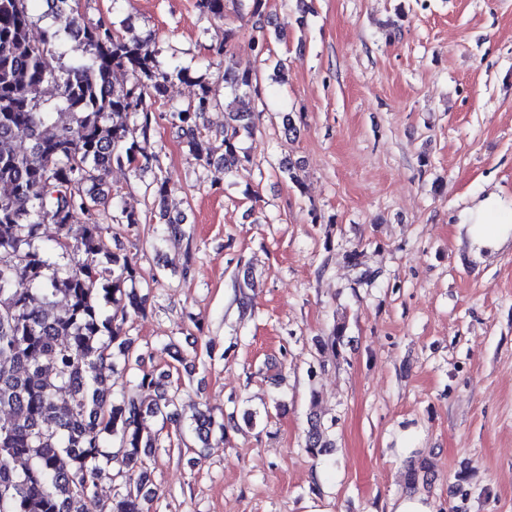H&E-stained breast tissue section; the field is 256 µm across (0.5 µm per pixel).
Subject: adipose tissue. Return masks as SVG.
Returning a JSON list of instances; mask_svg holds the SVG:
<instances>
[{
  "mask_svg": "<svg viewBox=\"0 0 512 512\" xmlns=\"http://www.w3.org/2000/svg\"><path fill=\"white\" fill-rule=\"evenodd\" d=\"M458 224L475 255L495 253L512 243V201H504L497 192H486L461 212Z\"/></svg>",
  "mask_w": 512,
  "mask_h": 512,
  "instance_id": "ef3b65f1",
  "label": "adipose tissue"
}]
</instances>
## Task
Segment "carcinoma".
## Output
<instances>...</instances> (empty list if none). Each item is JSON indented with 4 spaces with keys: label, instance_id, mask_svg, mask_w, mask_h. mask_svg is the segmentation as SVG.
Here are the masks:
<instances>
[{
    "label": "carcinoma",
    "instance_id": "1",
    "mask_svg": "<svg viewBox=\"0 0 512 512\" xmlns=\"http://www.w3.org/2000/svg\"><path fill=\"white\" fill-rule=\"evenodd\" d=\"M41 1L50 22L35 36ZM73 5L0 0V512H149L147 460L159 443L143 420L180 423L177 397L144 368L124 331L150 292L138 291L136 261L108 247L104 225L140 219L121 206L102 209L103 186L115 166L136 171L157 160L155 105L176 80L199 91L166 117L204 167L218 153L226 173L251 162L239 142L254 134V115L230 111L224 131H204L203 115L219 106L204 78L162 65L149 41L89 24ZM235 35L224 30V88L237 99L259 90L233 63ZM146 192L165 217L167 178ZM48 225L56 236L40 246ZM60 295L66 305L58 309ZM118 362L137 381L116 396L106 371ZM194 424L200 435L224 438L225 425L207 412ZM329 448L320 429L308 437L312 456ZM116 476L128 487L107 503L99 487Z\"/></svg>",
    "mask_w": 512,
    "mask_h": 512
}]
</instances>
